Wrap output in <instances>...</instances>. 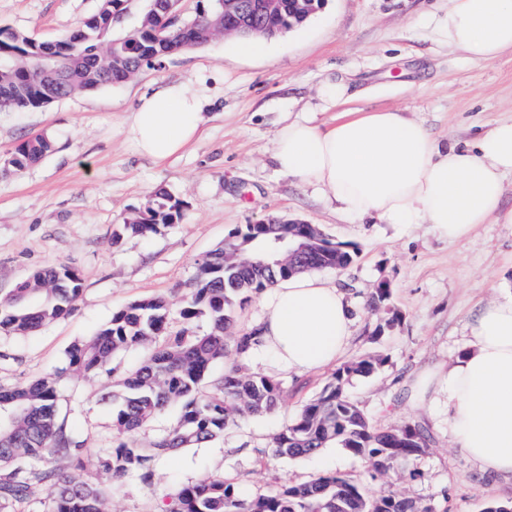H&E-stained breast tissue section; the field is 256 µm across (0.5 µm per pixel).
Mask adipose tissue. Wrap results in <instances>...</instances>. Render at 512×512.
<instances>
[{
    "mask_svg": "<svg viewBox=\"0 0 512 512\" xmlns=\"http://www.w3.org/2000/svg\"><path fill=\"white\" fill-rule=\"evenodd\" d=\"M440 33L476 65L512 55V0H448ZM202 99V90L184 84L142 95L128 124L138 152L161 161L198 140ZM273 160L351 220L431 224L452 242L481 224H512V208L503 206L512 120L473 144L448 146L398 109L342 112L329 125L290 115L275 134ZM351 325V306L336 285L297 274L262 296L254 351L272 352L279 368L317 372L342 357ZM467 332L466 350L435 374L448 397V425L483 473L512 478V286L476 307Z\"/></svg>",
    "mask_w": 512,
    "mask_h": 512,
    "instance_id": "1",
    "label": "adipose tissue"
}]
</instances>
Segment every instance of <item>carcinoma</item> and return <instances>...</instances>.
I'll list each match as a JSON object with an SVG mask.
<instances>
[{
  "instance_id": "1",
  "label": "carcinoma",
  "mask_w": 512,
  "mask_h": 512,
  "mask_svg": "<svg viewBox=\"0 0 512 512\" xmlns=\"http://www.w3.org/2000/svg\"><path fill=\"white\" fill-rule=\"evenodd\" d=\"M124 2L101 0L96 13L54 42H37L20 31L0 28V61L6 63L0 67V95L5 86H13L18 88L15 98L19 107L40 108L71 93L117 84L127 72L208 43L224 15V0H199L195 15L163 32L161 41L156 37L159 16L149 11L139 27L110 39L108 33L124 10ZM288 2L283 0L281 11L259 19L258 24L273 35L288 26H300L288 13ZM22 56L32 64L47 57L68 74L69 83L52 95L35 82L19 78L10 66ZM51 148L52 141L46 136L25 140L8 155V165L0 164V171L25 169ZM179 216V202L160 191L149 200L139 222L121 225L115 237L143 236ZM315 228V224L292 228L282 224L259 229L243 224L229 234L223 247L201 262L180 314L185 320L207 315L210 331L165 337L146 360L103 395L115 407L112 426L120 443L100 457L95 477L85 476L83 441L58 414L56 377L0 387V416L5 420L0 429V512H17L16 505L29 498L35 484L48 490L44 512H111L106 489L113 481L135 473L149 483L157 460L215 441L243 418L274 412L287 393L278 380L233 365L210 390H203L202 382L216 361L232 354L243 357L255 344L254 330L230 341L224 336L237 308L292 275L323 268L344 270L351 265L348 245L326 240L324 246L308 254L302 267L288 269V256L273 237H287L294 245L301 235L313 236ZM258 256L266 266L242 263ZM81 290L82 279L72 269L50 265L36 271L19 282L9 297L0 298V331L22 334L40 329L69 313ZM169 315V303L162 297L131 302L93 336L68 349L69 370L83 377L111 372L116 353L156 338ZM382 363L384 359L369 356L339 368L321 393L272 436L267 454L301 457L334 442L365 457L371 471L383 475L422 453L430 441L423 425L378 429L344 393L351 377L369 376ZM171 403L180 404L176 425L147 447L135 445L133 435ZM166 496L170 512H431L395 492L370 498L361 486L334 474L256 497L243 495L235 483L222 477H206L181 485Z\"/></svg>"
}]
</instances>
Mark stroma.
I'll return each instance as SVG.
<instances>
[{
    "label": "stroma",
    "instance_id": "stroma-1",
    "mask_svg": "<svg viewBox=\"0 0 512 512\" xmlns=\"http://www.w3.org/2000/svg\"><path fill=\"white\" fill-rule=\"evenodd\" d=\"M447 6L448 0H324L302 26L269 39L263 56L238 55L233 38L220 37L117 85L39 109L0 110V157L29 138L53 142L39 162L0 174V296L48 265L67 266L82 279L67 315L33 333H0V386L58 375L60 415L88 450L85 472L94 473L98 457L116 445L113 406L100 398L106 380L122 379L149 349L116 354L111 377L86 378L69 372L68 348L128 303L152 296L170 304L169 334L208 332L206 317L179 314L198 262L236 226L272 217L319 225L332 241L358 248L347 270L320 272L353 306L343 362L366 354L384 359L375 375L352 378L346 394L376 427L419 423L430 434L424 452L387 475H372L365 458L334 443L316 457L265 455L271 437L333 371L299 375L279 369L272 355L251 354L247 371L281 381L287 400L271 414L240 420L220 440L158 460L151 484L134 476L112 483V512H159L166 491L205 475L236 482L247 496L336 473L360 482L368 496L394 490L432 512H486L512 502V481L484 475L458 448L444 396L422 394L416 385L426 370L447 368L466 344L471 310L512 281V224H482L454 243L429 224H351L272 160L286 113L329 120L317 89L339 76L350 85L349 109H402L443 142L471 140L511 119L512 58L476 66L449 49L435 30ZM98 7L99 0H0V28L54 41ZM172 83L207 89L205 130L182 153L155 161L136 151L128 118L143 93ZM158 190L180 201L179 218L148 236L115 239ZM383 283L391 289L389 308L369 307Z\"/></svg>",
    "mask_w": 512,
    "mask_h": 512
}]
</instances>
